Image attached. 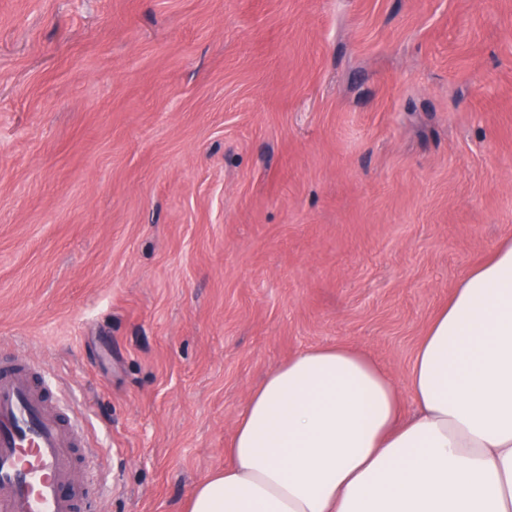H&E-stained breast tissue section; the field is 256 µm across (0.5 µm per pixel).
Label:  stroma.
Instances as JSON below:
<instances>
[{"instance_id": "obj_1", "label": "stroma", "mask_w": 512, "mask_h": 512, "mask_svg": "<svg viewBox=\"0 0 512 512\" xmlns=\"http://www.w3.org/2000/svg\"><path fill=\"white\" fill-rule=\"evenodd\" d=\"M509 237L512 0H0V343L94 512H183L305 348L407 394Z\"/></svg>"}]
</instances>
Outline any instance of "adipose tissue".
I'll return each instance as SVG.
<instances>
[{
  "mask_svg": "<svg viewBox=\"0 0 512 512\" xmlns=\"http://www.w3.org/2000/svg\"><path fill=\"white\" fill-rule=\"evenodd\" d=\"M405 418L385 369L310 347L251 394L186 512H512V239L431 321Z\"/></svg>",
  "mask_w": 512,
  "mask_h": 512,
  "instance_id": "obj_1",
  "label": "adipose tissue"
}]
</instances>
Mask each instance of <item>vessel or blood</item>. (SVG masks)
<instances>
[{"mask_svg": "<svg viewBox=\"0 0 512 512\" xmlns=\"http://www.w3.org/2000/svg\"><path fill=\"white\" fill-rule=\"evenodd\" d=\"M87 442L57 402L44 365L0 346V512H85Z\"/></svg>", "mask_w": 512, "mask_h": 512, "instance_id": "obj_1", "label": "vessel or blood"}]
</instances>
